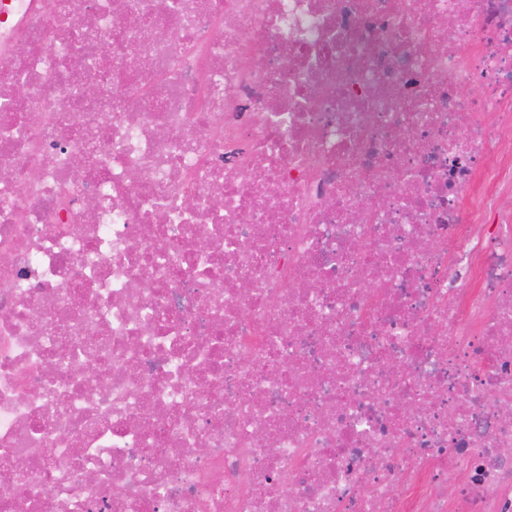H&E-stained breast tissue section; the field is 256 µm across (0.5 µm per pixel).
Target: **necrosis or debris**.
Returning <instances> with one entry per match:
<instances>
[{"mask_svg":"<svg viewBox=\"0 0 512 512\" xmlns=\"http://www.w3.org/2000/svg\"><path fill=\"white\" fill-rule=\"evenodd\" d=\"M1 480L512 512V0H0Z\"/></svg>","mask_w":512,"mask_h":512,"instance_id":"obj_1","label":"necrosis or debris"}]
</instances>
